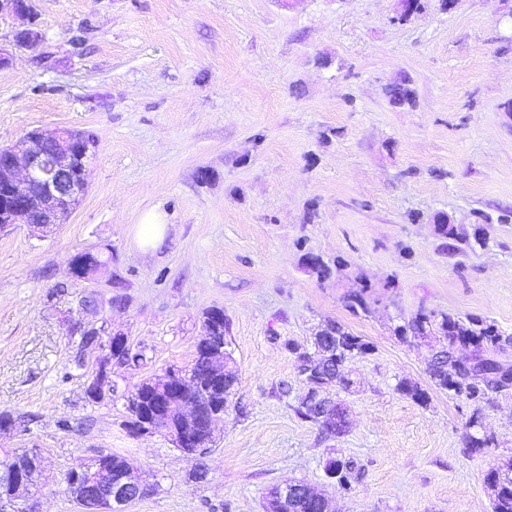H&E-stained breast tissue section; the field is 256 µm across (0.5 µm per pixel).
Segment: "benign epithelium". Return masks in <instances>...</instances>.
Segmentation results:
<instances>
[{
    "label": "benign epithelium",
    "mask_w": 512,
    "mask_h": 512,
    "mask_svg": "<svg viewBox=\"0 0 512 512\" xmlns=\"http://www.w3.org/2000/svg\"><path fill=\"white\" fill-rule=\"evenodd\" d=\"M13 14L30 18V0H0V15ZM42 40L39 31L25 28L16 33L15 41L20 46L34 47ZM93 149L86 145L82 135L69 128H60L52 135L40 132L29 133L19 144L0 149V229L14 224H27L43 228L62 224L66 216L83 198L88 185L89 162ZM79 333L91 337L89 345H98L105 350L92 376L105 382L112 361L118 359L119 352L115 342L102 341V330L95 327H83ZM216 384L215 392L222 390L220 381L224 380V367L219 364L222 345L211 344L203 348ZM185 422L192 424L199 420L205 423L209 435H214V422L224 416V411L210 407L207 413L197 400L184 401ZM166 432L175 447L190 446L201 452L210 446L205 439H198L183 430L175 431L159 425L149 419L131 427L136 435L154 432ZM9 480L11 486L8 503L14 512H35L31 505L32 486L16 469L3 467L0 479ZM85 478L86 493L75 497L83 512H98L102 503L126 505L151 490L150 485L142 482L132 472L114 480L112 473L84 466L73 472L71 479ZM275 498L282 502L297 497L305 501L319 499V494L301 483H284L274 491Z\"/></svg>",
    "instance_id": "7a95c632"
}]
</instances>
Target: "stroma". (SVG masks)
Returning a JSON list of instances; mask_svg holds the SVG:
<instances>
[{
    "mask_svg": "<svg viewBox=\"0 0 512 512\" xmlns=\"http://www.w3.org/2000/svg\"><path fill=\"white\" fill-rule=\"evenodd\" d=\"M40 45L0 18V147L28 132L93 134L88 187L65 223L0 231V456L38 449L37 512H81L68 474L122 456L154 489L124 512H265L272 484L326 492L332 512H492L508 477L512 388L480 407L433 389L427 345L395 329L418 311L486 318L512 334V0H33ZM407 81L411 102L387 91ZM162 244L141 250L143 217ZM444 214L462 241L435 226ZM100 255L89 281L71 256ZM341 261L319 280L306 254ZM371 287L369 315L344 294ZM219 307L238 371L216 441L195 458L125 426L123 393L190 364ZM368 342L355 385L331 388L346 432L296 412L307 386L290 345L325 320ZM123 333L140 365L113 364L119 394L90 400L102 355L77 326ZM408 380L428 392L401 394ZM480 411L491 447L464 454ZM345 458L351 494L327 478ZM327 470L334 468L337 471L335 478L338 487L346 494L352 492L355 485L361 481L363 472L362 468L357 466L353 461L334 459L327 464Z\"/></svg>",
    "mask_w": 512,
    "mask_h": 512,
    "instance_id": "obj_1",
    "label": "stroma"
}]
</instances>
